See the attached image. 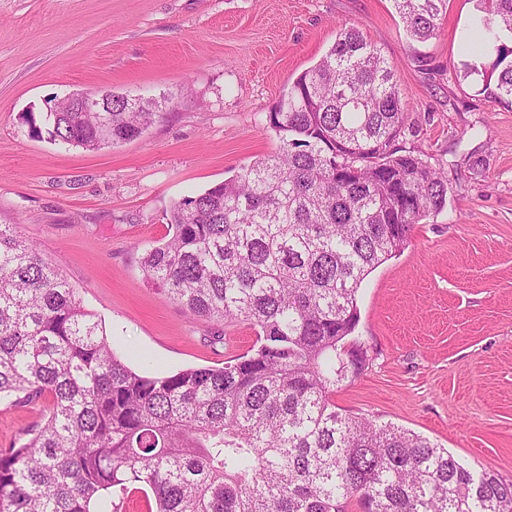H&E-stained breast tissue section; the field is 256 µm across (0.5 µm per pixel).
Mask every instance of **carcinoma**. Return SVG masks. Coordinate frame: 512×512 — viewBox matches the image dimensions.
<instances>
[{
	"label": "carcinoma",
	"mask_w": 512,
	"mask_h": 512,
	"mask_svg": "<svg viewBox=\"0 0 512 512\" xmlns=\"http://www.w3.org/2000/svg\"><path fill=\"white\" fill-rule=\"evenodd\" d=\"M479 2L501 63L512 0ZM394 6L425 42L448 0ZM497 89L512 98V63ZM47 117L51 140L97 150L162 113L114 95ZM405 119L389 62L346 26L267 116L277 150L173 204L141 267L190 317L253 327L221 367L130 369L57 265L0 224V400L47 399L0 448V512H123L137 493L145 512H512V481L332 400L361 284L447 203V175L395 147Z\"/></svg>",
	"instance_id": "obj_1"
}]
</instances>
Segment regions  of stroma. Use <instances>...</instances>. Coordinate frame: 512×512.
<instances>
[{
    "label": "stroma",
    "instance_id": "1",
    "mask_svg": "<svg viewBox=\"0 0 512 512\" xmlns=\"http://www.w3.org/2000/svg\"><path fill=\"white\" fill-rule=\"evenodd\" d=\"M477 14V0H448L418 43L393 0H0V224L59 262L135 372L246 353L249 324L190 319L140 258L175 202L276 150L267 115L341 25L358 26L406 105L399 147L447 172L448 202L363 282L354 336L368 361L333 399L512 479V99L496 95L494 55L466 50ZM90 89L165 115L93 151L31 133L50 100ZM43 406L1 401L0 448Z\"/></svg>",
    "mask_w": 512,
    "mask_h": 512
}]
</instances>
